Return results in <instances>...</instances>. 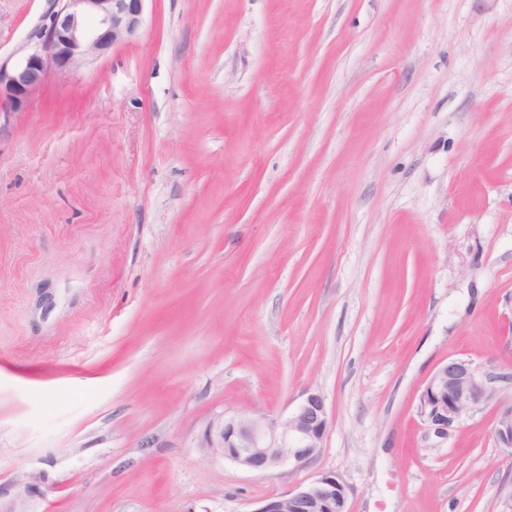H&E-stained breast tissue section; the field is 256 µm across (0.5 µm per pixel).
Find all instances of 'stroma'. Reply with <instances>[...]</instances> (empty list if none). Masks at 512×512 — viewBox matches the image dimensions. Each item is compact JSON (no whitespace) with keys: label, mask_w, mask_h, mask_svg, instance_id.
<instances>
[{"label":"stroma","mask_w":512,"mask_h":512,"mask_svg":"<svg viewBox=\"0 0 512 512\" xmlns=\"http://www.w3.org/2000/svg\"><path fill=\"white\" fill-rule=\"evenodd\" d=\"M53 0H0L16 60ZM497 396L423 439L431 373ZM512 0H147L0 112V512H498L512 453ZM320 394L318 456L206 457ZM494 433L497 441L512 450V403L501 406ZM349 494L340 477L323 472L306 484L265 500L255 512H348Z\"/></svg>","instance_id":"stroma-1"}]
</instances>
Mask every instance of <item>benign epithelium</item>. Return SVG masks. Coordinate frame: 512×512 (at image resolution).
Here are the masks:
<instances>
[{"instance_id":"1","label":"benign epithelium","mask_w":512,"mask_h":512,"mask_svg":"<svg viewBox=\"0 0 512 512\" xmlns=\"http://www.w3.org/2000/svg\"><path fill=\"white\" fill-rule=\"evenodd\" d=\"M50 22L41 27L14 63L0 62V112H22L52 73L68 75L110 48L133 38L146 0H54ZM472 364L452 359L430 377L420 395L424 438L435 443L466 412L490 401L495 389ZM321 395L310 393L283 420L218 415L207 424L199 448L215 460H230L265 475L286 465H305L320 452L328 429ZM494 433L512 449V403L501 406ZM350 489L332 472L271 497L255 512H348Z\"/></svg>"}]
</instances>
